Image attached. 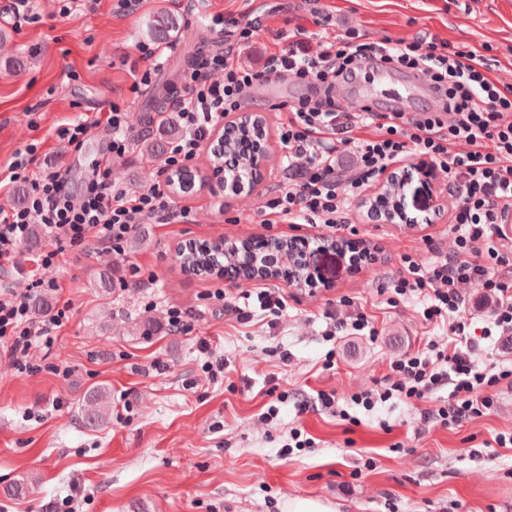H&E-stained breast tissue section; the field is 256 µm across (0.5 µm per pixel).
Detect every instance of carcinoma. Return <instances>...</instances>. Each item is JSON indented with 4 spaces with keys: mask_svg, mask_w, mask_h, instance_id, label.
<instances>
[{
    "mask_svg": "<svg viewBox=\"0 0 512 512\" xmlns=\"http://www.w3.org/2000/svg\"><path fill=\"white\" fill-rule=\"evenodd\" d=\"M180 22L177 17L158 13L153 16L148 26V37L156 43H168L180 34ZM142 127L139 150L144 160L141 175L149 179L152 167L161 162L167 153L170 142L180 134L181 128L173 112H143L138 117ZM265 118L229 127L224 131L227 141V154L215 157L214 168L223 166L222 159L229 158L237 164L240 181L256 183L260 176L253 171L254 159L267 156L271 149ZM112 411L111 399L106 390L97 388L85 393L80 407V421L86 428L103 427Z\"/></svg>",
    "mask_w": 512,
    "mask_h": 512,
    "instance_id": "1",
    "label": "carcinoma"
}]
</instances>
